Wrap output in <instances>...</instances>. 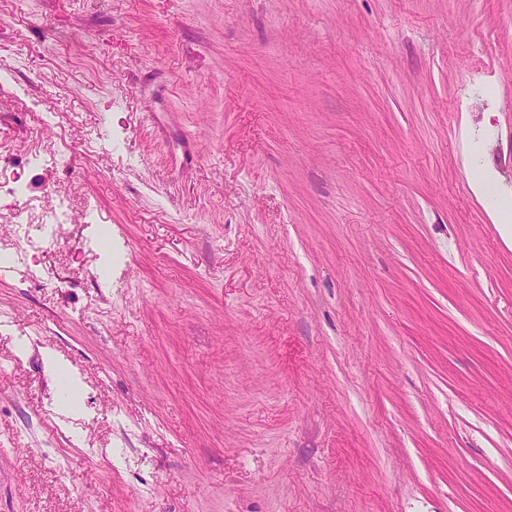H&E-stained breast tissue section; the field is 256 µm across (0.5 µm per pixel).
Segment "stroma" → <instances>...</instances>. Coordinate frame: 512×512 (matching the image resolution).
<instances>
[{
    "instance_id": "35a3bbf8",
    "label": "stroma",
    "mask_w": 512,
    "mask_h": 512,
    "mask_svg": "<svg viewBox=\"0 0 512 512\" xmlns=\"http://www.w3.org/2000/svg\"><path fill=\"white\" fill-rule=\"evenodd\" d=\"M0 78V512H512V0H0ZM19 235L16 240L17 250L13 252L0 253V274L11 271L14 267L25 260L27 247L32 243L31 224H17Z\"/></svg>"
}]
</instances>
